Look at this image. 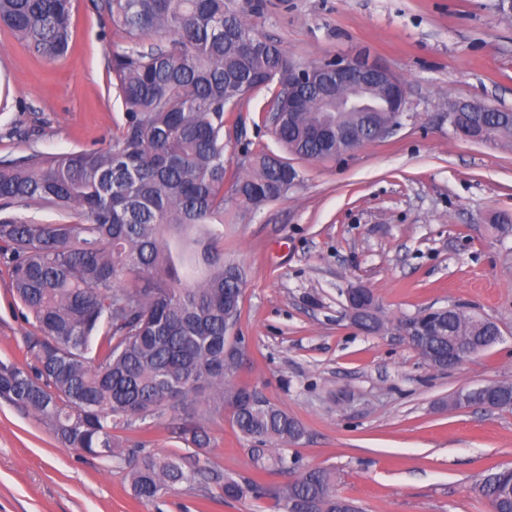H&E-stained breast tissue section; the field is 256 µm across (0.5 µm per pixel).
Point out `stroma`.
Masks as SVG:
<instances>
[{"label":"stroma","mask_w":512,"mask_h":512,"mask_svg":"<svg viewBox=\"0 0 512 512\" xmlns=\"http://www.w3.org/2000/svg\"><path fill=\"white\" fill-rule=\"evenodd\" d=\"M498 0H248L245 15L298 63L364 57L404 84L410 120L350 155L290 157L287 195L243 221L224 220V255L243 269L245 339L235 382L296 417L284 446L301 467L335 472L364 512H486L475 491L487 469L512 466V410H452L458 390L512 382V140L485 145L455 133L449 105L512 110V15ZM73 46L49 62L0 28V161L30 153L104 151L123 119L107 56L123 40L90 0H73ZM264 88L226 113L225 158L284 155ZM369 289L386 323L454 305L498 323L491 348L437 371L399 336L356 326L346 290ZM37 329L0 266V361H19ZM182 412L117 426L125 449L182 458L237 480L254 476L251 444L229 414L185 445ZM126 460L64 447L51 428L0 398V512H277L270 498L225 499L214 482L135 499Z\"/></svg>","instance_id":"obj_1"}]
</instances>
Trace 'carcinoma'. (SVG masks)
Wrapping results in <instances>:
<instances>
[{
  "mask_svg": "<svg viewBox=\"0 0 512 512\" xmlns=\"http://www.w3.org/2000/svg\"><path fill=\"white\" fill-rule=\"evenodd\" d=\"M126 47L107 70L126 106L106 151L48 156L33 152L0 163V211L32 204L69 217L43 223L0 216V264L39 335L28 363H0V396L44 421L68 448L112 458L121 421L176 409L180 430L201 448L207 416L229 408L252 449L258 473L289 468L279 447L298 442L301 423L278 404L246 401L224 359L228 326L239 320L243 274L224 259V208L239 220L288 193L290 164L244 151L249 174H228L224 113L277 83L270 111L282 113L278 140L302 159L336 155V139L314 140L320 99L288 123V54L247 23L238 0H100ZM72 0H0V26L27 49L55 59L70 48ZM147 35L165 44L141 49ZM487 139L512 138L507 112H462ZM450 334L474 350L496 343L495 322L448 316ZM421 357L446 371L448 337L421 341ZM202 476L224 497H270L282 512H360L336 489V474L306 469L283 488L239 482L215 470L185 469L173 456L143 452L128 472L132 495L148 502ZM512 512V472L501 467L478 484Z\"/></svg>",
  "mask_w": 512,
  "mask_h": 512,
  "instance_id": "1",
  "label": "carcinoma"
}]
</instances>
